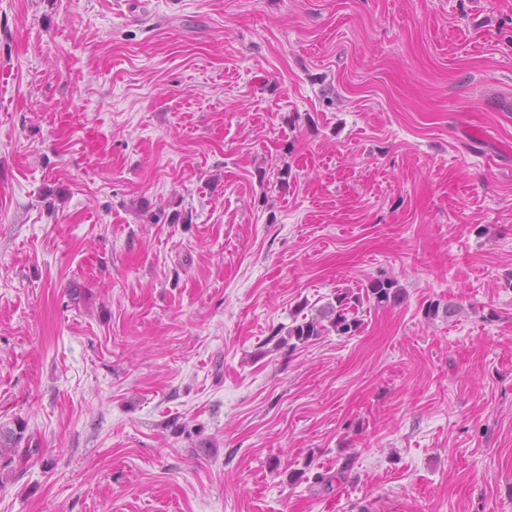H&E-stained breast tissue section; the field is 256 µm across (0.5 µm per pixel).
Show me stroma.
I'll return each mask as SVG.
<instances>
[{
	"instance_id": "35a3bbf8",
	"label": "stroma",
	"mask_w": 512,
	"mask_h": 512,
	"mask_svg": "<svg viewBox=\"0 0 512 512\" xmlns=\"http://www.w3.org/2000/svg\"><path fill=\"white\" fill-rule=\"evenodd\" d=\"M508 99L512 0H0V512H512ZM358 290H338L334 297L335 303L329 302L316 316L309 319L305 316L300 322L297 319L293 320L287 328L280 326L273 329L268 338L269 343L285 329L284 336L287 337H280L276 345L288 346L291 349L333 332L337 336H354L362 325V319L358 314L365 300L372 302L374 306L385 308L399 303L402 297V289L399 288L398 282L389 277L370 279ZM27 426L22 419L15 421L14 428L0 427V486L9 475L17 468L27 467V465L39 454L40 448H30L29 440L26 437ZM27 446L22 448V442Z\"/></svg>"
}]
</instances>
